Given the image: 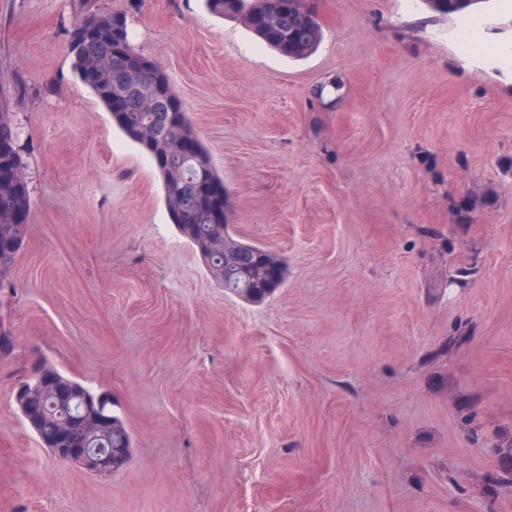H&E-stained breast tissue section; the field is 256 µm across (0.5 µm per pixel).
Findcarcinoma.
Instances as JSON below:
<instances>
[{"label":"carcinoma","instance_id":"1","mask_svg":"<svg viewBox=\"0 0 512 512\" xmlns=\"http://www.w3.org/2000/svg\"><path fill=\"white\" fill-rule=\"evenodd\" d=\"M209 11L225 20H236L250 30L256 38L271 49L290 60H302L312 55L323 39V30L317 14L311 7V0H205ZM432 11L448 16L459 14L463 20L471 22L479 18L468 9L488 0H422ZM109 14L99 20L100 36L92 41L86 50L72 54L73 71L80 76L89 67L116 74H127L130 86V101L124 112L111 110L108 91L89 86L96 98L110 111L112 123L123 134H128L132 125H155L158 113L152 111L151 103L142 93V88L155 84L162 73L157 63L146 55L141 58L150 63L146 68L126 73V61L139 52L132 44L129 30H124L123 46L116 49L111 45L106 29ZM7 96L0 93V122L5 124L7 135L0 138V166L10 170H27L18 144L17 126ZM184 121L191 130L190 136L196 143V154L188 155L183 146L171 141L166 143L172 168L159 171L162 177L163 201L168 216L178 230L202 254L205 264L224 288L241 298H246L257 286L261 273L276 271L281 280L288 278V267L284 259L275 251L243 242L232 233H224V228L216 224L213 213L192 208L191 193L205 190L209 182H221L212 155L199 136L193 133L195 127L189 116ZM486 197L467 196L455 202L458 221L466 222L471 214L483 208ZM31 189L22 194L5 195L0 193V287L8 279L16 258L25 242L24 224L16 220L19 215H27L31 209ZM228 238L239 250L255 252L261 263L241 267L237 264H224V255L205 253L206 243ZM42 381H31L25 391L26 403L21 406L26 419L32 421L30 428L45 447L53 443L58 429V421L75 413L80 421L104 419L108 423L105 434L95 442L112 449V456L120 460L124 452L131 448L130 434L123 420L112 413L111 403L101 404L83 400L90 388L62 373L54 364H41Z\"/></svg>","mask_w":512,"mask_h":512}]
</instances>
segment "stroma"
Returning a JSON list of instances; mask_svg holds the SVG:
<instances>
[{
  "label": "stroma",
  "instance_id": "stroma-1",
  "mask_svg": "<svg viewBox=\"0 0 512 512\" xmlns=\"http://www.w3.org/2000/svg\"><path fill=\"white\" fill-rule=\"evenodd\" d=\"M291 61L204 0H0L31 231L0 288V512H512V60L422 0H313ZM127 14L224 179L260 303L175 229L147 154L72 69L82 9ZM472 33L512 48V0ZM336 103L318 99L333 77ZM493 190L458 223L454 200ZM470 267L452 288L448 270ZM49 361L112 399L125 466L59 462L13 397Z\"/></svg>",
  "mask_w": 512,
  "mask_h": 512
}]
</instances>
